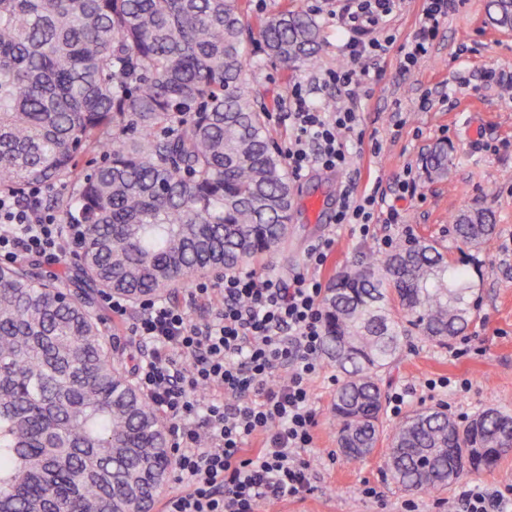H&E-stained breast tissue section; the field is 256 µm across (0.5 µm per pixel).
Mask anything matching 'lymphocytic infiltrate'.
<instances>
[{
    "label": "lymphocytic infiltrate",
    "instance_id": "obj_1",
    "mask_svg": "<svg viewBox=\"0 0 512 512\" xmlns=\"http://www.w3.org/2000/svg\"><path fill=\"white\" fill-rule=\"evenodd\" d=\"M419 38L402 46L405 66L415 65L425 41L448 13L451 0H425ZM402 0H348L343 47L350 65L326 70L321 83L347 90L366 88L370 68L353 61L379 58V39L362 40L396 13ZM294 131L283 148L288 173L301 179L310 169L340 171L349 162L348 138H362L361 116L350 108L319 110L303 86H294L281 114ZM43 189L0 192V261L40 257L54 263L73 250L77 238L57 212L43 208ZM335 221L353 226L387 255L414 237L379 185L345 186ZM335 240L323 236L306 248L302 270L291 276L257 275L229 269L195 281L187 302L147 298L138 304L107 294L104 304L131 319L141 349L134 380L171 429L176 490L164 512H258L262 502L298 497L312 489L301 449L312 447L317 427L308 381L322 367L325 284L320 276ZM222 301L212 304L213 289ZM201 312L189 320L185 307ZM286 370L287 380L276 377ZM259 447H252L253 439ZM448 512H512V485L461 487Z\"/></svg>",
    "mask_w": 512,
    "mask_h": 512
}]
</instances>
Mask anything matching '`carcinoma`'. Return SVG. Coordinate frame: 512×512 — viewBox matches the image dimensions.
<instances>
[{
	"mask_svg": "<svg viewBox=\"0 0 512 512\" xmlns=\"http://www.w3.org/2000/svg\"><path fill=\"white\" fill-rule=\"evenodd\" d=\"M512 22V0H489ZM240 0H0V191L79 187L56 203L80 228L74 288L0 265V512H152L171 470L166 424L136 388L93 311L94 295L160 296L203 271L268 255L295 193L246 89ZM284 70L311 66L306 11L259 25ZM95 149L102 163L83 166ZM429 173H448L435 147ZM467 247L492 213L455 219ZM464 260L424 239L338 276L324 300V352L342 381L336 440L373 448L383 375L415 337L445 344L472 322ZM384 466L401 486L443 488L512 448V416L487 408L448 429L428 408L394 427Z\"/></svg>",
	"mask_w": 512,
	"mask_h": 512,
	"instance_id": "cac0c4a2",
	"label": "carcinoma"
}]
</instances>
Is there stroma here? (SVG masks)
<instances>
[{
	"instance_id": "1",
	"label": "stroma",
	"mask_w": 512,
	"mask_h": 512,
	"mask_svg": "<svg viewBox=\"0 0 512 512\" xmlns=\"http://www.w3.org/2000/svg\"><path fill=\"white\" fill-rule=\"evenodd\" d=\"M486 2L460 0L451 7L427 53L407 68L399 48L417 35L424 0H403L402 9L387 23L394 43L380 59V75L369 91L354 98L336 87L313 94V102L325 112L339 103H353L362 114L364 142L346 170L315 168L296 182L298 204L287 240L271 255L250 263L263 275H288L301 268L309 241L329 233L336 242L325 282L376 259L372 243L361 241L349 225L336 224V197L343 185L354 181L362 187L372 176L380 177L384 186L394 185L406 168H413L418 190L399 203L404 221L416 239L436 240L451 256H464L479 304L469 329L451 344L413 339L387 385H418L414 408L438 407L460 423L489 407L512 413V255L503 253L504 247H512V93L483 79L485 72L496 71L512 82V31L489 23ZM345 3L241 0L250 27L287 8L307 10L321 27V50L310 67L285 72L267 58L260 39L247 46L248 89L277 146L293 135L280 118L281 103L292 87L344 62L340 13ZM439 143L448 147V174L434 179L425 161ZM313 199L326 202L324 217L311 211ZM476 208L492 211L495 233L486 243L459 253L453 221ZM456 348L464 349V356H453ZM441 378L451 381V391L434 397L422 392L425 380ZM338 379L335 366L327 363L310 383L318 425L313 447L301 456L314 472L312 491L263 502L260 512H406L412 504L417 512H445L457 485L410 492L385 474L382 448L363 461L338 452L330 412ZM463 381L469 388L461 392L457 386ZM367 487L375 488V496L364 495Z\"/></svg>"
}]
</instances>
